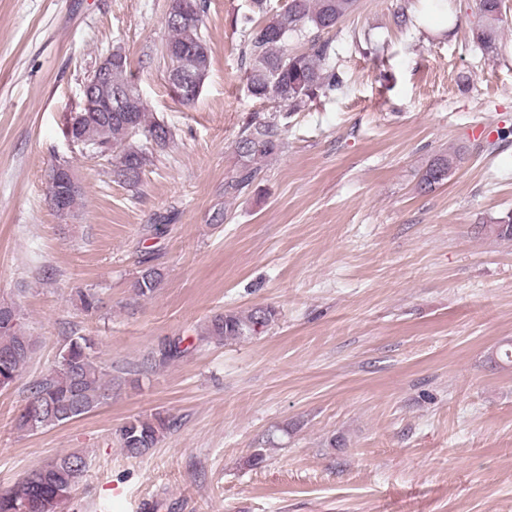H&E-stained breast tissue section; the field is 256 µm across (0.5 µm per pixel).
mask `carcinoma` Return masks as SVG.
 Wrapping results in <instances>:
<instances>
[{"label": "carcinoma", "instance_id": "1", "mask_svg": "<svg viewBox=\"0 0 512 512\" xmlns=\"http://www.w3.org/2000/svg\"><path fill=\"white\" fill-rule=\"evenodd\" d=\"M357 0H288L281 11L268 9L267 0H251L250 11L240 19L242 57L247 61V80L252 95L271 100L288 112H296L318 95L342 88L343 77L325 66L335 52L333 41L324 38L339 22L355 10ZM501 0H477L478 22L473 34L478 46L496 48ZM197 12L180 22L165 20L168 38L165 47L168 71L177 73L186 83L204 82L210 67V52L201 29L207 0H196ZM292 40L303 41L305 50L288 51ZM112 88L136 89L128 63L112 65ZM65 140L82 141L93 154H115L112 181L134 187L157 149L166 148L173 139L169 126L149 112L139 101L134 112H86L79 126L65 124ZM281 128L271 117L258 112L246 120L235 144L239 164L224 182V194L240 195L252 188L263 171L262 162L280 148ZM455 156L433 159L425 168L421 185L433 189L448 181V164ZM65 194L66 211L73 216L81 204L77 183L58 184ZM162 283V273L152 265L138 271L132 291L139 299L152 297ZM275 319L270 307L255 306L246 312L228 310L212 316L205 335L218 342L256 336ZM36 341L28 332L23 317L10 326L0 325V377L3 387L14 383L32 360ZM184 353L181 341L161 346L155 358L161 364ZM112 375L97 360L93 344L83 336H71L59 350L54 368L29 386L25 406L15 418L17 430L34 433L80 418L109 399ZM173 420L162 412L135 417L119 430L118 443L131 456L156 447ZM88 460L79 450L61 454L32 470L20 485L0 493V512H57L69 499L87 471Z\"/></svg>", "mask_w": 512, "mask_h": 512}]
</instances>
